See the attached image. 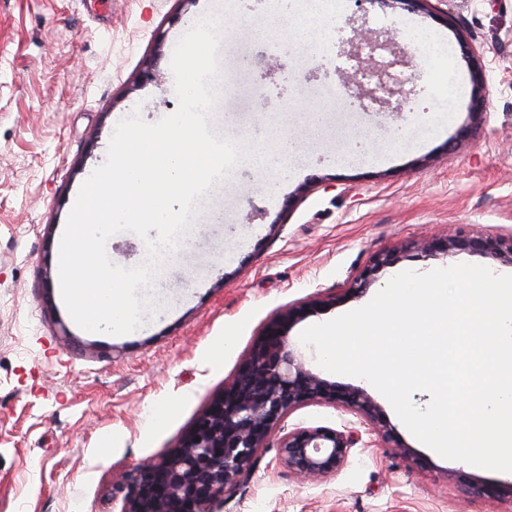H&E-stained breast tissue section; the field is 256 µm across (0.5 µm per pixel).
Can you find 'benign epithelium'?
Wrapping results in <instances>:
<instances>
[{
    "mask_svg": "<svg viewBox=\"0 0 512 512\" xmlns=\"http://www.w3.org/2000/svg\"><path fill=\"white\" fill-rule=\"evenodd\" d=\"M470 72L474 112L480 113L484 85L478 61H470ZM458 252L480 253L512 264V236L484 237L460 231L421 245L418 256L429 259ZM396 261L390 251L376 255L353 278L346 296L365 293L378 274ZM328 306L329 301L314 299L288 308L267 337L245 356L232 383L212 398L179 446L130 475L122 512H216L224 492L237 486L258 453L273 443L279 448V463L301 478L335 472L361 441V433L348 426L341 430L323 426L285 430L288 416L312 402L353 413L399 454L410 455V449L398 443L396 428L364 388L337 384L312 372L290 344L291 324Z\"/></svg>",
    "mask_w": 512,
    "mask_h": 512,
    "instance_id": "7a95c632",
    "label": "benign epithelium"
}]
</instances>
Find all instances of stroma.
Returning <instances> with one entry per match:
<instances>
[{"instance_id":"stroma-1","label":"stroma","mask_w":512,"mask_h":512,"mask_svg":"<svg viewBox=\"0 0 512 512\" xmlns=\"http://www.w3.org/2000/svg\"><path fill=\"white\" fill-rule=\"evenodd\" d=\"M224 3L0 0V512H120L126 476L177 448L275 318L320 296L333 306L289 333L317 369L301 331L367 303L345 291L376 253L400 258L375 293L405 270L502 268L469 252L424 260L413 246L461 230L512 235V0H434L417 12L327 0L317 23L301 0H235L212 128L259 155L201 199L142 327L81 329L59 282L71 206L119 120L176 111L174 48ZM358 30L412 60L398 94L367 115L347 105L336 74ZM463 38L483 68L478 119ZM150 56L156 75L146 79ZM411 99L424 117L411 118ZM284 141L282 163L264 156ZM228 336L233 346L216 358ZM373 399L410 456L366 434L341 469L307 482L265 448L218 512H512V497L473 492L511 476L442 458L381 393ZM172 401L176 412L153 427L154 410ZM357 424L322 403L286 420Z\"/></svg>"}]
</instances>
